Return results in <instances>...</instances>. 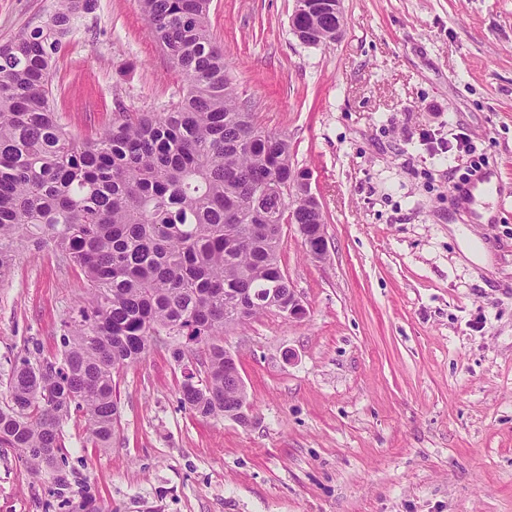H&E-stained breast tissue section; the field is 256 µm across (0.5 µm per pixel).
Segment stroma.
Masks as SVG:
<instances>
[{
    "instance_id": "1",
    "label": "stroma",
    "mask_w": 512,
    "mask_h": 512,
    "mask_svg": "<svg viewBox=\"0 0 512 512\" xmlns=\"http://www.w3.org/2000/svg\"><path fill=\"white\" fill-rule=\"evenodd\" d=\"M56 0H0V44ZM294 0H211L241 102L285 135L321 202L328 257L295 225L280 258L306 315L225 331L249 425L182 408V368L155 341L115 381L109 450L82 414L61 468L0 448V512H512V0H343L330 45L290 31ZM181 76L136 0H95L53 69L76 137L160 112ZM471 152H442L459 134ZM497 188L472 197L480 177ZM86 299L79 268L25 247L0 284V384L60 347Z\"/></svg>"
}]
</instances>
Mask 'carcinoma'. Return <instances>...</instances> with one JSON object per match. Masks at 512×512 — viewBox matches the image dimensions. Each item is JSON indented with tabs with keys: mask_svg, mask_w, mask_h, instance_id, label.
I'll return each instance as SVG.
<instances>
[{
	"mask_svg": "<svg viewBox=\"0 0 512 512\" xmlns=\"http://www.w3.org/2000/svg\"><path fill=\"white\" fill-rule=\"evenodd\" d=\"M211 0H138L151 37L184 79L164 112H123L94 138L61 124L52 66L91 0H57L39 27L0 44V279L26 243L80 269L87 299L64 322L61 349L26 356L0 397V448L30 471L58 469L63 427L83 414L95 447H112L114 375L158 336L204 346L205 379L183 375L180 402L201 418L243 399L224 345V301L250 293L252 318L288 301L280 265L283 197L297 170L286 136L265 130L237 97L210 28ZM336 42V16L296 17Z\"/></svg>",
	"mask_w": 512,
	"mask_h": 512,
	"instance_id": "cac0c4a2",
	"label": "carcinoma"
}]
</instances>
